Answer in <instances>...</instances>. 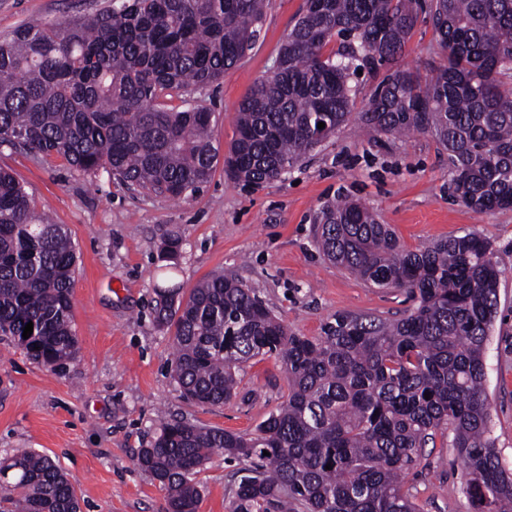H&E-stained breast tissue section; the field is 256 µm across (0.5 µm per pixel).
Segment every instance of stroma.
<instances>
[{
  "instance_id": "obj_1",
  "label": "stroma",
  "mask_w": 512,
  "mask_h": 512,
  "mask_svg": "<svg viewBox=\"0 0 512 512\" xmlns=\"http://www.w3.org/2000/svg\"><path fill=\"white\" fill-rule=\"evenodd\" d=\"M397 59L357 79L362 111L389 71L432 75L446 57L437 43L430 0ZM112 0H0V40L30 20H76ZM305 0H269L260 36L220 83L166 98L167 106L199 104L213 112L212 138L226 153L236 136L241 101L277 62ZM0 168L25 186L37 209L64 225L78 255L73 323L79 354L67 370L38 366L0 338V459L20 450L50 456L74 483L81 512H162L165 491L136 458L160 416L253 434L287 399L275 357L251 360L235 398L219 405L183 400L171 377L174 337L154 318L162 288H193L216 272L255 290L290 332L322 335L339 314L398 319L413 307L405 291L376 288L326 259L314 240V218L337 195L358 199L415 249L442 238L486 237L500 271L499 310L485 346L490 437L512 472V209L479 215L450 187L448 154L428 133L393 139L342 126L302 165L261 186L229 179L223 164L187 198L133 191L106 171L77 172L61 157L0 145ZM177 236L175 262L161 243ZM239 461L217 453L196 476L198 512H233ZM467 477L450 438L437 437L406 477L422 512H471Z\"/></svg>"
}]
</instances>
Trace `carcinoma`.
<instances>
[{"instance_id":"cac0c4a2","label":"carcinoma","mask_w":512,"mask_h":512,"mask_svg":"<svg viewBox=\"0 0 512 512\" xmlns=\"http://www.w3.org/2000/svg\"><path fill=\"white\" fill-rule=\"evenodd\" d=\"M416 6L306 0L278 72L238 107L228 175L252 185L278 179L347 124L352 78L403 53ZM265 8L266 0H112L89 19L18 28L0 42V144L184 198L216 161L213 113L159 99L222 79L252 46ZM433 21L447 63L429 78L387 74L360 123L393 138L434 135L467 208L511 209L512 0H434ZM335 36L343 43L325 52ZM315 243L336 266L376 288L405 290L415 306L395 320L338 315L308 338L232 276L214 273L187 293L160 290L157 318L174 329L172 377L183 397L231 400L243 365L266 355L280 360L288 385L286 402L252 437L162 422L137 464L166 490V512H198L195 475L217 451L244 463L233 512H420L404 479L442 429L468 476L472 512H512V475L491 448L483 388L499 306L490 241L466 233L408 250L345 197L321 210ZM76 262L63 225L0 169V336L55 372L79 353ZM78 509L74 484L49 456L0 460V512Z\"/></svg>"}]
</instances>
